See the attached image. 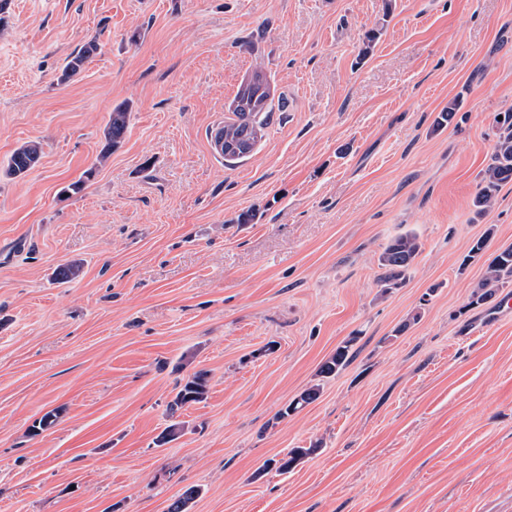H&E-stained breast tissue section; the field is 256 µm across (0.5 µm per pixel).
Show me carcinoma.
Wrapping results in <instances>:
<instances>
[{"label":"carcinoma","mask_w":512,"mask_h":512,"mask_svg":"<svg viewBox=\"0 0 512 512\" xmlns=\"http://www.w3.org/2000/svg\"><path fill=\"white\" fill-rule=\"evenodd\" d=\"M97 49V40L93 38L67 57L59 77L60 82L65 83L80 73ZM255 75L259 76V80L239 88L229 109L231 116L225 118L224 126L219 130L222 139L221 156L224 157L226 166L246 160L244 156L238 158L227 156V150L232 146H240L251 138H262L274 108L284 107V101L275 103L270 98L269 83L263 78V71L257 70ZM127 114L128 109L125 106H118L110 113L104 130L105 145L100 152L99 162H105L111 155L112 149L123 138L127 128ZM501 116L502 119L494 120L491 163L484 171L482 182L473 200V205L479 214L492 207L499 187L512 181V112H503ZM40 158V145L36 142L25 143L10 155L3 168V174L13 179L21 178L39 162ZM421 248L419 238L413 233H402L390 239L378 259L382 293L385 294L406 283L421 253ZM510 285H512V248L507 247L500 250L487 266L482 280L471 297L470 304L481 305L495 296L500 289ZM355 343L354 337L343 341L336 348L335 353L321 365L319 376L330 378L343 370L354 357ZM208 392L209 385L205 373L195 372L184 377L175 386V395L168 403L169 413L173 415L186 405L203 402ZM319 392L320 384L309 386L284 410L278 412L276 419H283L303 409L317 399ZM318 449L317 445L309 448H294L286 457L275 462L276 470L282 473L288 472Z\"/></svg>","instance_id":"cac0c4a2"}]
</instances>
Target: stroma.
Wrapping results in <instances>:
<instances>
[{"label": "stroma", "mask_w": 512, "mask_h": 512, "mask_svg": "<svg viewBox=\"0 0 512 512\" xmlns=\"http://www.w3.org/2000/svg\"><path fill=\"white\" fill-rule=\"evenodd\" d=\"M258 68L286 106L229 168L214 132ZM509 108L512 0H8L0 167L42 154L0 176V512H166L192 486L188 512H512V312L471 303L512 246V182L472 205ZM404 232L422 251L385 294ZM199 370L207 400L157 446ZM98 49L96 38L85 43L76 53L67 57L59 77L60 83H66L73 76L80 73L87 61L94 55ZM128 109L125 106H118L110 113L109 121L104 130L105 145L102 148L99 158L106 160L124 136L127 128ZM41 158L39 143L28 142L13 151L3 168V174L9 178H21L32 169ZM421 248L419 238L413 233H402L390 239L378 259L382 271L378 279L382 293L406 283ZM355 343V337L343 341L336 348L335 353L321 365L319 376L322 378H330L343 370L354 357ZM175 395L168 403L171 416L186 405L198 404L207 398L209 385L207 375L203 372H195L177 382Z\"/></svg>", "instance_id": "obj_1"}]
</instances>
